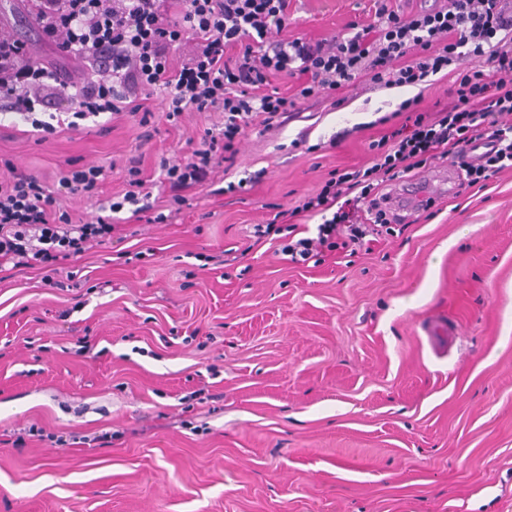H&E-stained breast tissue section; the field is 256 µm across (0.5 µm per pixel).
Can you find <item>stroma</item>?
Returning a JSON list of instances; mask_svg holds the SVG:
<instances>
[{"label": "stroma", "mask_w": 512, "mask_h": 512, "mask_svg": "<svg viewBox=\"0 0 512 512\" xmlns=\"http://www.w3.org/2000/svg\"><path fill=\"white\" fill-rule=\"evenodd\" d=\"M288 36L372 23L373 0H290ZM0 34L71 83L82 59L45 40L25 0H0ZM425 89L331 97L265 132L246 130L220 194L193 192L166 221L120 224L87 251L82 283L0 272V512H512V167L448 191L429 220L294 265L253 225L293 208L335 168L368 162L376 121ZM217 112H156L39 142L0 99V176L31 172L73 218L95 220L144 151L189 156ZM112 166L98 199L67 193L66 160ZM261 173L251 190L224 188ZM456 336L438 352L433 319ZM64 444H55L56 436Z\"/></svg>", "instance_id": "stroma-1"}]
</instances>
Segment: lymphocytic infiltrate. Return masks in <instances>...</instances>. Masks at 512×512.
<instances>
[{"mask_svg": "<svg viewBox=\"0 0 512 512\" xmlns=\"http://www.w3.org/2000/svg\"><path fill=\"white\" fill-rule=\"evenodd\" d=\"M34 2L43 37L89 67L81 84H69L22 44L0 38V99L41 139L61 127L80 130L103 114H150L156 97L170 122L188 110L223 114L222 126L204 129L185 162L159 161L161 182L178 205L234 162L247 128L283 125L323 91L415 87L451 77L443 107L420 110L414 97L399 106L403 122L378 118L384 132L368 144L369 166L332 171L301 205L254 225L262 240L293 229L298 214L323 216L316 237L281 243L285 262L319 263L338 239L355 244L372 226L411 223L412 213L390 208L389 191L434 161L450 163L462 189L496 178L512 162V0H444L440 8L408 12L375 0L372 24L316 40L283 37L289 0ZM186 42L194 43L193 53L176 60ZM288 75L301 79L292 95L273 86ZM142 165V157L130 159L127 188L111 203L112 214L128 204L139 220L153 211ZM114 229L110 218L76 222L58 211L36 175L0 180V268L77 261L112 242Z\"/></svg>", "mask_w": 512, "mask_h": 512, "instance_id": "obj_1", "label": "lymphocytic infiltrate"}]
</instances>
